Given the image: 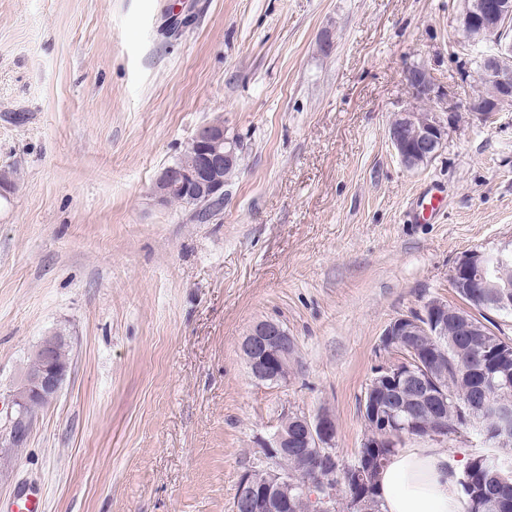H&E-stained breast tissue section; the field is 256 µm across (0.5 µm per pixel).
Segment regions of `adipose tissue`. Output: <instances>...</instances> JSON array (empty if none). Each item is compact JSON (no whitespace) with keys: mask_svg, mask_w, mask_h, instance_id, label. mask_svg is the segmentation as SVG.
<instances>
[{"mask_svg":"<svg viewBox=\"0 0 512 512\" xmlns=\"http://www.w3.org/2000/svg\"><path fill=\"white\" fill-rule=\"evenodd\" d=\"M378 486L382 512H465L457 472L447 453L434 447L399 450Z\"/></svg>","mask_w":512,"mask_h":512,"instance_id":"ef3b65f1","label":"adipose tissue"}]
</instances>
